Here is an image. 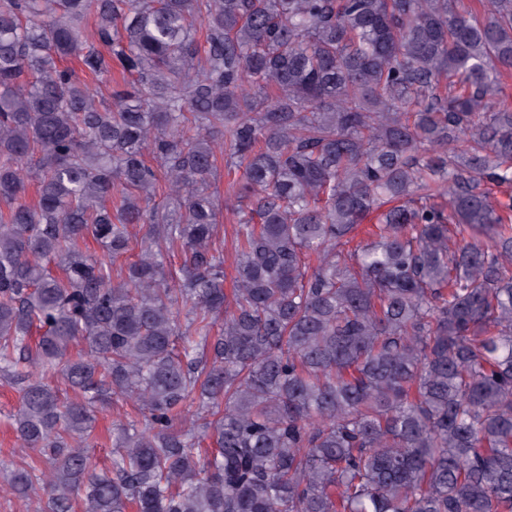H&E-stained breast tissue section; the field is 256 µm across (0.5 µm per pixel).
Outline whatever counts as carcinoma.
Instances as JSON below:
<instances>
[{"label": "carcinoma", "instance_id": "obj_1", "mask_svg": "<svg viewBox=\"0 0 512 512\" xmlns=\"http://www.w3.org/2000/svg\"><path fill=\"white\" fill-rule=\"evenodd\" d=\"M511 70L512 0H0V375L40 453L11 494L512 512V203L486 189L512 185ZM221 148L248 208L230 297ZM132 224L150 241L116 271ZM113 395L141 418L103 471L84 443ZM217 172L212 182V186L209 189L211 193H214L219 202L222 203L220 210L217 226L216 236V247L220 248L224 254V274L226 279L224 280V289L227 293H230L232 288V279L234 276L235 269V236L234 228L238 224L239 214L235 210L225 209L224 201L231 200L232 203L236 202L232 195L230 183L234 179H239L243 175V168L236 171L232 170V173L228 176V169L225 164L224 154L217 156Z\"/></svg>", "mask_w": 512, "mask_h": 512}]
</instances>
